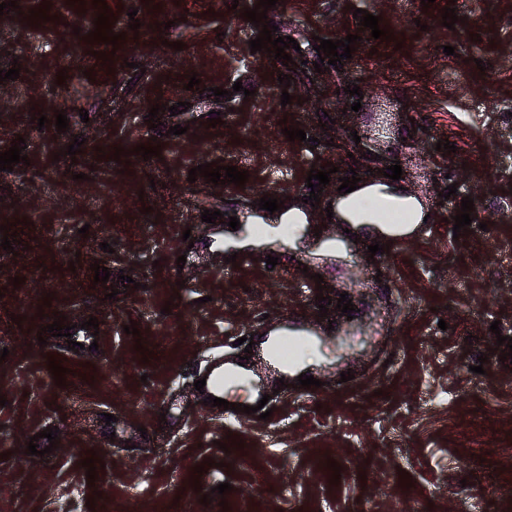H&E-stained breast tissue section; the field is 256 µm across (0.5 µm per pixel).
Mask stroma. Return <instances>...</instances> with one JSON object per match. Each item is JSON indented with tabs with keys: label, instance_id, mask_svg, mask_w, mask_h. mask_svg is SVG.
Returning a JSON list of instances; mask_svg holds the SVG:
<instances>
[{
	"label": "stroma",
	"instance_id": "35a3bbf8",
	"mask_svg": "<svg viewBox=\"0 0 512 512\" xmlns=\"http://www.w3.org/2000/svg\"><path fill=\"white\" fill-rule=\"evenodd\" d=\"M17 3L0 13V70L21 66L0 83V152L23 137L29 162L0 172V226L23 245L16 255L0 249V349L9 350L0 361V512H512V356L495 349L497 335L512 337V0H277L267 16L279 37L298 42L293 61L306 63L294 71L251 52L260 30L241 11L257 0H106L113 32L126 35L114 47L84 41L95 14L81 5L51 0L54 20L40 31L19 15L42 0ZM448 6L459 18L451 29ZM357 7L379 16L392 41L361 30ZM350 34L359 37L352 57L316 72L315 38ZM193 72L201 87L190 91ZM284 74L290 87L278 81ZM352 84L363 109L391 112L385 136L352 111ZM216 87L230 100H216ZM285 92L294 103L282 105ZM180 102L186 112L171 115ZM158 103L166 110L152 129ZM37 109L47 125L32 123ZM212 110L222 119L213 128ZM324 113L332 128L320 126ZM295 123L306 141L283 135ZM177 124L185 134H170ZM77 137L81 153L66 155ZM445 139L456 153L437 150ZM156 142L161 157L135 154ZM119 147L128 166L112 159ZM388 155L402 165L399 186L425 200L427 233L374 255L364 238L335 255L283 238L273 213L266 252L275 268L261 260L225 274L226 254L211 244L225 226L202 212L245 226L268 196L336 237L342 224L326 210L340 178L370 180ZM209 162L248 172L245 186L189 181ZM327 163L339 175L314 207L306 178ZM451 184L456 194L441 200ZM466 196L472 223L457 234L452 218ZM97 262L107 283L94 281ZM124 274L135 287H122ZM314 274L321 289L309 286ZM320 293L348 295L356 308L327 312L336 334L314 358L320 387L299 400L281 395L266 420L201 408L193 383L214 352L271 320L318 322ZM59 314L77 326L97 318V349L72 353L63 337L39 343ZM132 321L135 336L123 330ZM52 359L68 370L65 386ZM347 371L352 380L341 381ZM54 426L57 449L27 454L31 437ZM91 453L103 462L92 481L81 465ZM223 483L231 492L214 494ZM205 493L211 504H200Z\"/></svg>",
	"mask_w": 512,
	"mask_h": 512
}]
</instances>
